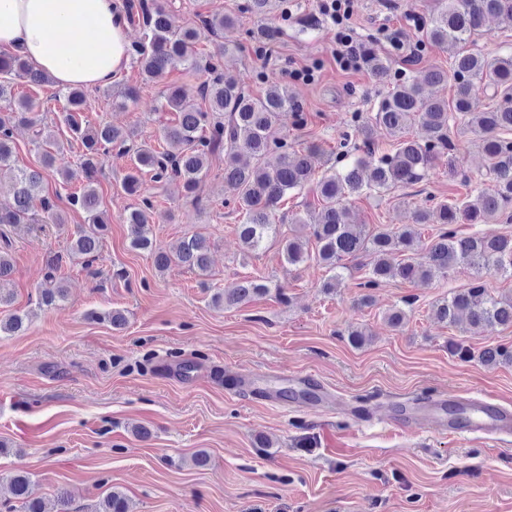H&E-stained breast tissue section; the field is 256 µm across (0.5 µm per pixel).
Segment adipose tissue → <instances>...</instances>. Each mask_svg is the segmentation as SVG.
Wrapping results in <instances>:
<instances>
[{"label": "adipose tissue", "mask_w": 512, "mask_h": 512, "mask_svg": "<svg viewBox=\"0 0 512 512\" xmlns=\"http://www.w3.org/2000/svg\"><path fill=\"white\" fill-rule=\"evenodd\" d=\"M117 0H0V50L64 87L101 86L128 62Z\"/></svg>", "instance_id": "obj_1"}]
</instances>
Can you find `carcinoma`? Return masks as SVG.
<instances>
[{"label": "carcinoma", "instance_id": "carcinoma-1", "mask_svg": "<svg viewBox=\"0 0 512 512\" xmlns=\"http://www.w3.org/2000/svg\"><path fill=\"white\" fill-rule=\"evenodd\" d=\"M277 7L276 0H249L248 10L260 24L253 37L274 40L279 31L263 23ZM123 18L143 27L145 38L132 47L131 57L140 74L154 79L173 67L185 71L199 68L196 45L205 34H216L236 22L230 14H209L199 27H177L160 0H124ZM512 23V0H436L423 31L430 43L448 49L449 69L434 66L423 79L403 76L394 79L376 110L364 117L351 115L352 130L342 135L333 164L317 144L288 149V139L273 130L281 113L295 108L285 85H272L260 95L248 93L235 77L209 63L210 79L200 89L202 104L186 100L179 89L170 87L163 95L162 108L176 113L175 123L164 130L166 147L157 150L145 142L133 143L132 135L111 125H92L84 119L85 95L80 87H69L63 94L64 121L73 140L83 147V188L69 195L73 207L87 214L88 225L78 230L67 250L87 266L99 258L102 236L110 224L101 209L95 187L96 174L112 150L130 155L132 167L123 178V188L134 195L141 191L142 175L155 182L177 180L186 195L197 190L209 172L211 160L224 153V181L237 191L235 209L241 216L237 231L244 252L253 254L279 233L275 215L289 195L313 192L316 202L305 203L292 214L289 223L298 226L286 239L283 254L291 266L315 260L332 272L324 289L334 291L346 279L342 260L367 257L365 286L372 287L386 278L405 282H425L444 277L457 269H469L470 286L433 305L439 321L453 324L466 316L475 329L512 327V296L496 297L484 278L492 275L512 278V235L479 232L461 236L444 230L424 254L412 234L393 224L373 230L350 218L349 202L363 194L385 193L398 187L424 181L434 157L453 151L454 130L472 134L481 144L486 175L492 188L481 190L464 201L439 199L429 195L414 210L416 224H495L512 213V51L494 56L471 48L488 18ZM365 66L380 78L389 66L385 58L368 54ZM19 78L31 87L51 82L21 55L0 53V167L12 157L13 129L19 124L33 128L34 140L43 146L41 166L21 170L11 183L10 202L0 203V226L16 224H63L64 216L54 200L42 194L44 174L52 171L54 152L60 144L52 132L31 117L33 100L12 95L11 80ZM451 83L453 96L427 98L422 83ZM112 92L113 104L124 107L134 100L136 88L126 85ZM421 124L424 139L408 137V130ZM379 126L391 138L392 149H375L373 128ZM324 166L321 177L316 169ZM154 200L144 196L126 217L130 227V247L153 256L154 265L164 269L180 263L202 274L207 273L211 242L202 234L185 237L173 252L156 248L149 228ZM315 240L309 251L302 238ZM62 256L47 262L45 288L39 305L51 306L66 299L67 288L59 276ZM13 272L10 255L0 250V307L10 303L2 285ZM268 285L244 280L235 288L217 291L212 303L233 308L267 293ZM448 353L462 361L474 358L486 366L512 363V346L497 345L475 354L463 343L448 339ZM13 495L23 500L26 512H45L41 500L30 497V478L16 473L9 479ZM94 512H133L128 497L117 490L101 500Z\"/></svg>", "mask_w": 512, "mask_h": 512}]
</instances>
